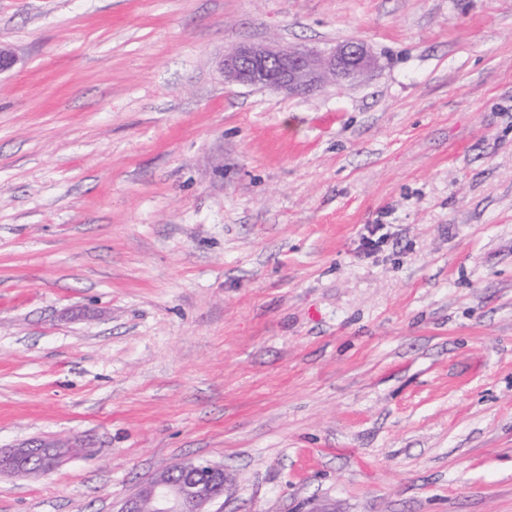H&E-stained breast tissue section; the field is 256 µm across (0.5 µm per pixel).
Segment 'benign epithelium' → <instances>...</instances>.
<instances>
[{"instance_id": "obj_1", "label": "benign epithelium", "mask_w": 512, "mask_h": 512, "mask_svg": "<svg viewBox=\"0 0 512 512\" xmlns=\"http://www.w3.org/2000/svg\"><path fill=\"white\" fill-rule=\"evenodd\" d=\"M372 59L361 41L329 52L305 47L244 44L224 56L225 80L272 89L290 97L310 94L328 83L353 82L367 73ZM37 445L28 443L0 458V468L28 469ZM224 496V467L208 461L182 462L147 481L116 512H212Z\"/></svg>"}]
</instances>
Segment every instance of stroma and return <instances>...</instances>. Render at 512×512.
<instances>
[{"instance_id": "35a3bbf8", "label": "stroma", "mask_w": 512, "mask_h": 512, "mask_svg": "<svg viewBox=\"0 0 512 512\" xmlns=\"http://www.w3.org/2000/svg\"><path fill=\"white\" fill-rule=\"evenodd\" d=\"M363 42L307 97L242 44ZM0 512H512V0H0ZM379 225V245L363 239ZM39 445L28 443L20 448H14L9 454L1 456L0 468L1 470H9L15 472L17 467H22L26 471V474L31 473L29 471L30 460L36 455V448ZM223 496V466L182 462L143 482L116 512H218L210 507Z\"/></svg>"}]
</instances>
